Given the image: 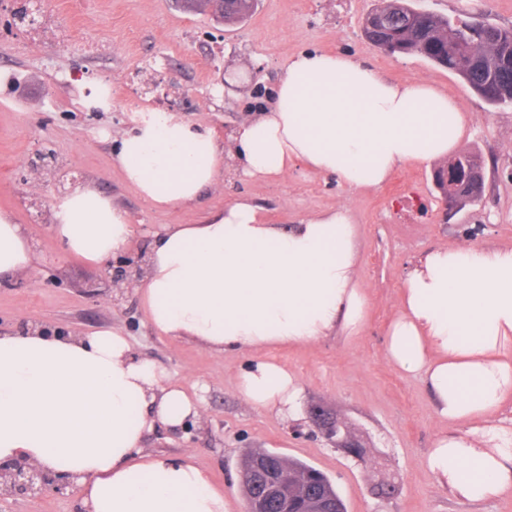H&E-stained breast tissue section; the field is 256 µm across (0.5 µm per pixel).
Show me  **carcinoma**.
Segmentation results:
<instances>
[{"instance_id": "cac0c4a2", "label": "carcinoma", "mask_w": 512, "mask_h": 512, "mask_svg": "<svg viewBox=\"0 0 512 512\" xmlns=\"http://www.w3.org/2000/svg\"><path fill=\"white\" fill-rule=\"evenodd\" d=\"M252 10V0H224V22H243ZM364 34L393 54L421 55L457 74L490 106L512 103L511 28L420 12L409 0H377Z\"/></svg>"}]
</instances>
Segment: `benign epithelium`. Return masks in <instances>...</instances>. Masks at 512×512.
<instances>
[{
	"mask_svg": "<svg viewBox=\"0 0 512 512\" xmlns=\"http://www.w3.org/2000/svg\"><path fill=\"white\" fill-rule=\"evenodd\" d=\"M459 160L468 174V191L464 197L458 192V175L453 169ZM445 185L447 191L439 196L445 215L480 203L486 189V173L480 156L465 153L449 157L445 165ZM312 420L327 443L357 452L358 445L341 420L321 410L312 413ZM239 469L249 475L248 512H266L271 504L281 512H329L332 496L311 472L289 470L267 454L246 456ZM72 489L67 479L49 475L27 460L0 466V499L12 494L61 496Z\"/></svg>",
	"mask_w": 512,
	"mask_h": 512,
	"instance_id": "obj_1",
	"label": "benign epithelium"
}]
</instances>
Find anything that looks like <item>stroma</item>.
Returning <instances> with one entry per match:
<instances>
[{"mask_svg": "<svg viewBox=\"0 0 512 512\" xmlns=\"http://www.w3.org/2000/svg\"><path fill=\"white\" fill-rule=\"evenodd\" d=\"M375 0H258L244 23L188 14L173 0H0V211L25 226L33 272L0 281V332L40 324L82 336L119 328L134 354L152 361L191 393L202 392L205 422L190 435L158 427L152 454H192L212 484L238 507L246 500L238 466L249 449H268L323 471L347 512H512V493L464 502L423 465L441 429L431 395L385 358L387 327L411 264L438 246H512V105L488 106L454 73L418 55L370 45L363 22ZM414 8L512 28V0H411ZM37 24L20 18L21 10ZM306 49L342 51L397 81L423 78L453 94L472 116L464 150L481 154L486 191L476 206L442 219L431 169L406 165L381 187L344 188L333 175L297 165L286 177L254 182L223 170L193 207L158 208L113 161L138 113L174 110L226 136L269 95L288 59ZM110 87L108 109L91 107ZM95 185L127 212L135 229L126 257L145 260L155 231L201 224L224 204L247 198L269 223L290 227L307 215L347 205L369 297L365 327L335 334L273 359L302 386L295 416L257 409L235 380L245 362L187 339L158 335L134 289L115 288L105 265L69 256L52 230L56 198ZM324 407L362 446L352 455L314 435L307 418ZM77 495H23L0 512H78Z\"/></svg>", "mask_w": 512, "mask_h": 512, "instance_id": "obj_1", "label": "stroma"}]
</instances>
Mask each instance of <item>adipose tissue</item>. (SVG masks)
<instances>
[{"label":"adipose tissue","instance_id":"1","mask_svg":"<svg viewBox=\"0 0 512 512\" xmlns=\"http://www.w3.org/2000/svg\"><path fill=\"white\" fill-rule=\"evenodd\" d=\"M469 123L456 98L430 82H398L346 53L305 50L226 139L145 112L115 162L162 207L194 204L226 164L266 181L297 161L362 190L401 166L447 157ZM52 211L57 238L87 263L129 243L126 212L93 185L58 198ZM358 258L348 208L283 229L237 200L206 223L157 231L137 293L158 333L246 356L236 378L246 403L291 415L299 382L270 353L362 332L369 297ZM32 267L23 226L0 212V280ZM385 358L426 384L440 420L466 426L435 434L423 464L436 482L469 502L511 492L512 423L498 414L512 398V246H441L420 258L403 280ZM203 412L201 399L137 358L120 329L0 333V464L26 459L68 478L85 512H233L192 454L174 461L145 450L157 427L175 430Z\"/></svg>","mask_w":512,"mask_h":512}]
</instances>
